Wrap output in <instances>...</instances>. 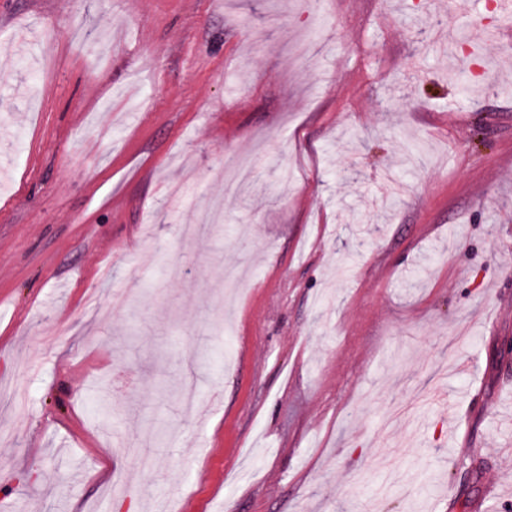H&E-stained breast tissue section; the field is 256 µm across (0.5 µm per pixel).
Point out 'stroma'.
<instances>
[{"instance_id":"1","label":"stroma","mask_w":512,"mask_h":512,"mask_svg":"<svg viewBox=\"0 0 512 512\" xmlns=\"http://www.w3.org/2000/svg\"><path fill=\"white\" fill-rule=\"evenodd\" d=\"M426 2L0 0V512H512V31Z\"/></svg>"}]
</instances>
